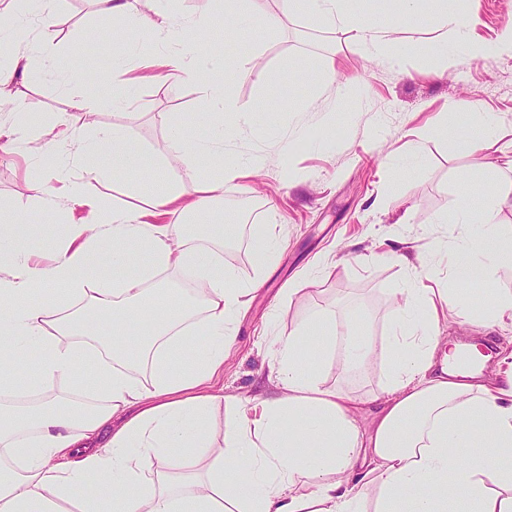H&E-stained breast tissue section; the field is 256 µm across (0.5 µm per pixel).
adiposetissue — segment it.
<instances>
[{"label":"adipose tissue","instance_id":"ef3b65f1","mask_svg":"<svg viewBox=\"0 0 512 512\" xmlns=\"http://www.w3.org/2000/svg\"><path fill=\"white\" fill-rule=\"evenodd\" d=\"M103 15L143 29L158 42L182 41L188 29L205 31L212 0L192 24H184L171 0H98ZM12 21L0 29L10 49V66L0 71V109L12 117L10 135L27 133L30 118L15 87L29 71L33 51L52 59L64 80L72 70L55 58L54 37L33 43L19 0L5 7ZM305 13L318 25L355 31L390 66H401L408 51L387 27H374L350 7V0H280V11L264 13L261 0H224V45L204 51L189 64L170 54L150 56L142 66L149 81L176 78L204 84L214 134L189 140L174 134L169 156L197 158L211 168L187 187L168 179L145 206H114L99 218L91 181L120 179L140 160L141 147L118 130L100 131L85 147L96 156L93 170L77 160L54 163L63 195L85 207L70 218L63 239L49 251L46 227L31 224L37 249L13 255L0 276V512H452L460 502L473 512H512V383L489 388L450 369L433 373L439 353L438 306L493 326L512 310V297L492 292L491 263H512V234L496 230L497 216L512 206V179L489 184L481 205L460 194L454 221L483 224L484 234H460L448 249L451 289L420 287L429 265L414 267L406 255L390 253L408 280L397 300V321L389 340L388 386L383 413L371 432L357 420L362 405L336 385L325 384L318 363L306 355L319 329L339 334L343 368L360 369L372 345L364 329L313 316L286 336L272 340L275 357L269 375L276 396L241 401L240 412L224 433L223 445L210 441L206 424L223 395L208 384L224 368L237 326L257 284L239 283L210 247L193 242L179 219L208 214L224 198L225 185L248 169L242 157L224 153L225 116L254 127L257 108L240 104L228 87L208 82V65L223 66L230 80L242 78L236 62L223 53L241 26L260 19L276 27ZM431 15L456 31L452 56L512 55V23L496 42H481L474 10L460 0H431ZM54 181V182H55ZM490 292L484 307L471 304L467 287ZM107 324V337L92 333ZM137 337L139 357L150 377L129 372L128 337ZM203 346H196V339ZM41 357L40 384L31 402L18 400L10 383L25 352ZM190 351L183 367L174 351ZM93 364L87 411L75 412L53 388L74 380ZM134 416H127L131 406ZM100 439L84 451L85 442ZM479 449L464 458V448ZM208 462L205 471L196 459ZM377 486L373 508L365 491Z\"/></svg>","mask_w":512,"mask_h":512}]
</instances>
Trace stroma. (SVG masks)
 Returning a JSON list of instances; mask_svg holds the SVG:
<instances>
[{"instance_id":"35a3bbf8","label":"stroma","mask_w":512,"mask_h":512,"mask_svg":"<svg viewBox=\"0 0 512 512\" xmlns=\"http://www.w3.org/2000/svg\"><path fill=\"white\" fill-rule=\"evenodd\" d=\"M352 7L370 22L392 24L395 36L413 46L403 71L379 62L354 32L317 25L306 15L293 16L284 26L253 25L240 32L236 58L246 77L236 81L233 96L258 107L256 119L266 135L239 133L224 143L226 152L259 159L260 169L248 183L224 188V207L245 205L233 236L221 255L242 283H258L224 360V370L210 382L224 402L211 416L210 432L223 443L226 425L239 410L238 399L271 397L277 389L269 380L270 341L288 335L312 313L343 323L366 316L374 351L365 369L352 375L341 370V349L319 335L312 352L322 378L366 398L359 413L362 428H371L379 412L374 395L387 383V338L393 332V296L404 281V270L384 260L396 251L409 258L435 262L427 285L444 288L448 270L440 262L459 233L453 208L459 191L486 185L494 176L463 144L478 127V115L503 129L497 147L512 156V55L492 54L477 60L452 61L440 47L453 42L452 26L428 18L398 16L386 0H354ZM35 28L49 27L58 53L68 59L81 82L60 84L38 66L20 84L22 105L37 128L66 115L78 136L58 142L63 155L80 151L81 135L99 128H117L138 140L143 152L138 167L123 180L93 184L102 206L143 205L130 193L132 184L161 176L169 157L170 123H178L189 139H204L212 126L202 86L175 80L145 82L121 110L106 102L118 88L114 60L128 67L137 62L131 47L142 33L102 16L95 0H52L34 9ZM325 74V83L296 78V70ZM279 98H266L269 86ZM94 94L101 103L95 119H84L71 108L74 98ZM169 124H162L160 115ZM458 129L450 140L446 123ZM50 162L31 155L26 143L14 145L0 158V209L21 212L26 223L43 224L58 236L67 222L63 206L32 199L29 185L50 179ZM276 214H269L268 204ZM275 219L280 226L278 261L260 267L256 225ZM444 336L467 340L488 336L496 346L485 372L487 379L506 386L512 374V325L484 331L449 310L440 315Z\"/></svg>"}]
</instances>
